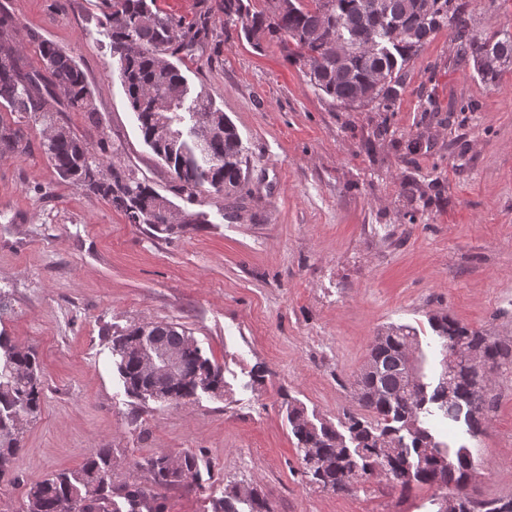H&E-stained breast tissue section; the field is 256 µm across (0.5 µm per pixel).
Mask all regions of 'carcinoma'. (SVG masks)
<instances>
[{"mask_svg":"<svg viewBox=\"0 0 512 512\" xmlns=\"http://www.w3.org/2000/svg\"><path fill=\"white\" fill-rule=\"evenodd\" d=\"M153 0H102L103 24L111 34V50L119 70L130 109L135 113L145 143L175 175V190L193 200L208 185L228 198L245 199L243 154L239 135L208 97L190 89L179 66L171 58L193 54L202 28L196 23L163 15L151 7ZM269 10L254 11L247 0H219L224 21L241 25L246 40L259 48L265 41L277 42L287 59L298 64L312 86L345 108L372 106L388 112L404 84L405 67L429 38L450 30L457 44L458 59L473 63L477 73L492 82L501 66L487 65L496 56L512 60V33L491 37L472 33L466 4L461 0H270ZM15 20L0 10V52L14 56L7 70H0V112L12 122L0 120V154L26 152L28 142L19 124L34 118L46 122L52 133L42 143L48 160L60 179L81 186L108 200L132 224H146L158 234L173 235V227L157 222L158 193L131 168L105 162L98 152H107L105 139L99 151L78 137L68 126L53 123L57 112H82L94 123L97 108L84 71L67 52L39 35H31L42 62L34 69L26 62L25 48L13 42ZM350 41L343 55L334 43ZM377 41L382 52L374 55L365 46ZM172 86L182 87L187 106L207 121L209 140L195 146L191 135L159 144L153 138L157 124L170 120L180 126L182 112L165 105ZM439 342L455 340L471 351H479L499 365L512 364V339L490 337L436 312L429 319ZM152 336L175 349L181 358L183 378L172 392L175 403L201 393L219 396L224 392L222 371L204 357L197 343L179 326L150 322L112 334V354L118 357V372L127 392L142 398L149 378L138 367V359L127 352L140 336ZM414 341V334L402 326H390L375 337L369 360L375 369L361 373L354 398L371 418L354 413L334 426L313 421L295 400L286 402L288 424L297 441L303 476L322 489L351 492L377 475L395 485L410 487L405 480L460 490L466 483L471 459L460 447L453 451L431 425L440 417L459 421L466 410L476 412L467 424L472 434L480 432L494 408L484 376L475 369L463 373L453 392L438 378L433 382L418 376L415 389L403 391L399 365L402 349ZM42 369L36 352L24 350L0 333V479L4 478L21 448L24 424L34 421L43 396ZM167 456L149 458L144 468L159 485L172 486L199 472L198 458L185 454L171 468ZM224 488V499L213 504V512H270L264 498L254 489ZM123 498L127 512H162L155 500L139 487L115 485L112 452L100 448L82 467L60 472L30 487L21 512H119L114 495ZM460 512H512V500L470 503Z\"/></svg>","mask_w":512,"mask_h":512,"instance_id":"1","label":"carcinoma"}]
</instances>
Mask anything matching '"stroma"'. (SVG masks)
<instances>
[{
  "label": "stroma",
  "instance_id": "1",
  "mask_svg": "<svg viewBox=\"0 0 512 512\" xmlns=\"http://www.w3.org/2000/svg\"><path fill=\"white\" fill-rule=\"evenodd\" d=\"M31 67L39 33L73 56L98 108L61 112L90 145L108 137L176 209L205 223L177 237L128 223L105 199L59 179L27 122L30 148L0 155V332L37 352L41 413L0 481V512L29 487L79 469L108 448L119 481L138 483L163 512H211L229 485L257 488L271 512H430L437 487L385 478L334 493L301 474L284 399L330 422L360 412L352 383L377 333L413 328L429 360L428 317L445 312L512 337V62L485 82L447 32L406 67L393 111L343 108L316 91L275 43L254 48L217 0H157L203 22L179 67L234 125L253 199L233 206L210 187L177 197L167 165L145 144L100 25V0H0ZM474 34L512 32V0H469ZM172 322L221 368L224 394L163 406L131 397L109 334ZM263 380H256V371ZM490 421L472 448L465 487L512 499V365L499 370ZM197 455L198 480L160 487L141 461Z\"/></svg>",
  "mask_w": 512,
  "mask_h": 512
}]
</instances>
